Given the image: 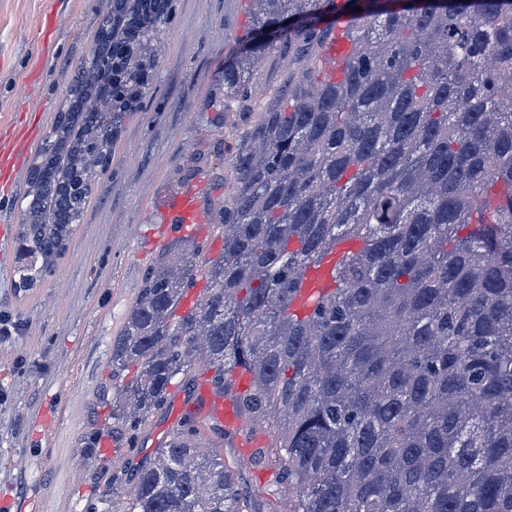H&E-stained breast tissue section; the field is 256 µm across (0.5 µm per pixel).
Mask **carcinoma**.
<instances>
[{
    "mask_svg": "<svg viewBox=\"0 0 512 512\" xmlns=\"http://www.w3.org/2000/svg\"><path fill=\"white\" fill-rule=\"evenodd\" d=\"M175 0H102L66 104L36 149L15 239V288L39 287L69 250L152 94ZM252 27L224 62L214 107L248 113L253 59L285 40L323 49L349 15L334 81L315 62L258 142L231 159V195L204 200L222 250L191 234L144 275L108 355L111 416L86 439L129 442L177 378L235 395L252 432H276L286 512H512V0H251ZM361 11H355V8ZM224 170L202 152L177 186ZM360 243L336 288L290 312L305 270ZM200 298L177 314L188 291ZM105 512H249L213 440L184 419L127 484L102 481Z\"/></svg>",
    "mask_w": 512,
    "mask_h": 512,
    "instance_id": "carcinoma-1",
    "label": "carcinoma"
}]
</instances>
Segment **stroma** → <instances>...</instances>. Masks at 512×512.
I'll return each mask as SVG.
<instances>
[{
	"instance_id": "obj_1",
	"label": "stroma",
	"mask_w": 512,
	"mask_h": 512,
	"mask_svg": "<svg viewBox=\"0 0 512 512\" xmlns=\"http://www.w3.org/2000/svg\"><path fill=\"white\" fill-rule=\"evenodd\" d=\"M98 0H0V139L25 147L0 169V319L12 328L0 340V512H86L95 497L82 447L89 431L107 423L111 408L106 357L142 279L173 231L162 207L186 156L204 151L212 165L258 137L256 120L241 121L211 105L224 78V60L236 49L251 13L248 0H176L163 35L153 94L126 126L85 218L55 273L29 292L17 291L16 226L36 146L63 109L76 62L98 23ZM295 43L264 55L251 73V110L277 106L300 70ZM170 389L162 413L150 419L136 447L103 439L101 451L123 474L178 424L179 399ZM50 411L46 440L34 438L35 421ZM221 451L235 482L248 490L254 512L285 508L288 489L265 478L231 439Z\"/></svg>"
}]
</instances>
